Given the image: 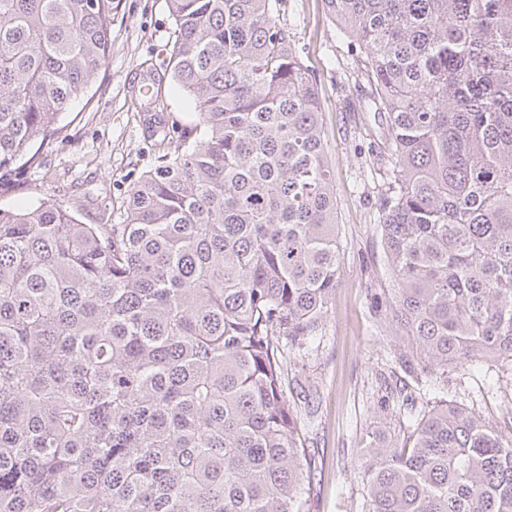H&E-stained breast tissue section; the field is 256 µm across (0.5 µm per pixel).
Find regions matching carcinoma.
I'll list each match as a JSON object with an SVG mask.
<instances>
[{"label": "carcinoma", "instance_id": "cac0c4a2", "mask_svg": "<svg viewBox=\"0 0 512 512\" xmlns=\"http://www.w3.org/2000/svg\"><path fill=\"white\" fill-rule=\"evenodd\" d=\"M196 119L119 224L0 209V512H305L284 391L338 282L321 102L283 0H168ZM120 0H0V180L40 166ZM383 115L384 320L512 360V0H324ZM365 512H512V438L445 402L361 451Z\"/></svg>", "mask_w": 512, "mask_h": 512}]
</instances>
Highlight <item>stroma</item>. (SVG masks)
<instances>
[{
  "label": "stroma",
  "mask_w": 512,
  "mask_h": 512,
  "mask_svg": "<svg viewBox=\"0 0 512 512\" xmlns=\"http://www.w3.org/2000/svg\"><path fill=\"white\" fill-rule=\"evenodd\" d=\"M280 22L319 88L341 246L327 320L308 353L287 354L285 393L315 455L307 512H362L361 448L377 437L402 441L438 398L472 408L512 436V364L475 361L424 372L423 355L377 315L371 291L392 285L378 228L380 117L366 107L350 42L323 0H283ZM174 30L167 0H121L112 52L87 98L62 117L63 131L40 168L0 181L1 209L70 200L80 203L82 223H121L128 194L157 157L139 87L162 68ZM405 357L422 369L421 381L405 374Z\"/></svg>",
  "instance_id": "stroma-1"
}]
</instances>
